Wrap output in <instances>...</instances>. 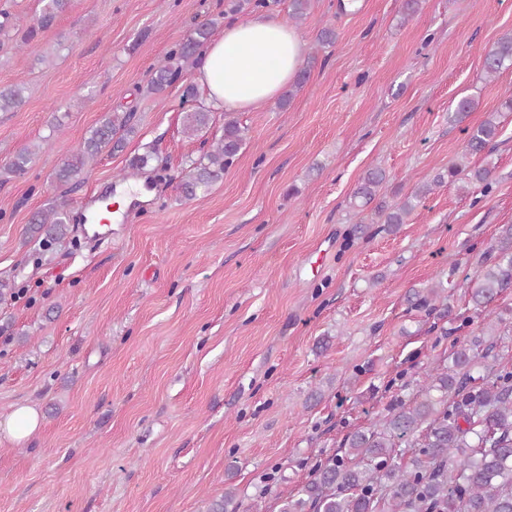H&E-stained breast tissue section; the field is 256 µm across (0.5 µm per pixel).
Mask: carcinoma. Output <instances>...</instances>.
<instances>
[{"label":"carcinoma","instance_id":"carcinoma-1","mask_svg":"<svg viewBox=\"0 0 512 512\" xmlns=\"http://www.w3.org/2000/svg\"><path fill=\"white\" fill-rule=\"evenodd\" d=\"M44 2L38 26L22 30L16 23L0 21V36L15 30L20 44L32 40L37 29L50 27L69 0ZM211 24L198 25L186 41L170 49L155 67L147 84L151 93H161L183 78L185 63L198 53L211 36ZM512 67V34L499 38L487 51L483 74L492 78ZM23 89H0V112H10L23 103ZM212 112L197 106L183 116L184 132L193 135L209 125ZM135 114L114 113L85 139L78 152L55 171L60 184L79 185L89 165L106 147H122L134 132ZM499 122L490 119L468 132L461 160L417 186L400 203L377 205L385 214L383 223L393 228L443 184L467 191L490 187L491 170L470 168L467 157L477 155L497 137ZM246 128L224 113L221 136L185 173L180 183L183 196L194 199L224 177L246 143ZM31 152L22 148L0 166V182L27 174ZM157 159L155 146L130 160L137 174ZM386 174L372 168L358 181L350 204L363 208L379 195ZM70 234L69 203L56 201L35 212L27 235L46 242ZM481 274L466 285L473 312L483 317L479 335L457 345L448 355V365L435 367L419 386L416 397L399 400L366 430L349 435L344 453L328 458L314 469L310 479L282 500L280 512H512V371L494 369L487 362L497 343L496 327L506 321L499 313L488 316L489 307L501 293L512 288V225L492 243ZM442 288L413 289L407 301L413 308L436 309L433 301ZM232 491L208 502L205 512H239Z\"/></svg>","mask_w":512,"mask_h":512}]
</instances>
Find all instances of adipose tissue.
Wrapping results in <instances>:
<instances>
[{"label":"adipose tissue","mask_w":512,"mask_h":512,"mask_svg":"<svg viewBox=\"0 0 512 512\" xmlns=\"http://www.w3.org/2000/svg\"><path fill=\"white\" fill-rule=\"evenodd\" d=\"M196 79L218 108L239 110L274 99L302 61V41L278 20L256 17L225 27L202 49Z\"/></svg>","instance_id":"1"}]
</instances>
